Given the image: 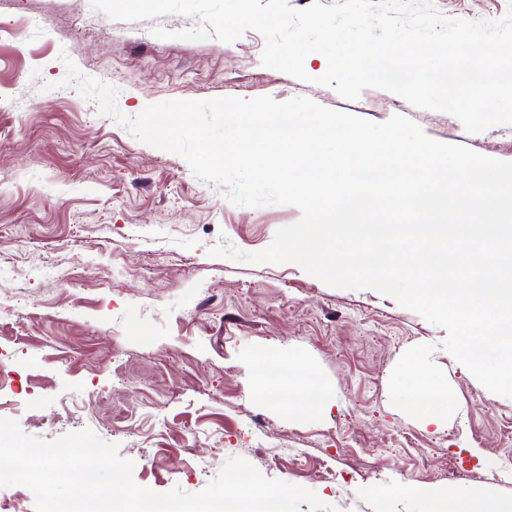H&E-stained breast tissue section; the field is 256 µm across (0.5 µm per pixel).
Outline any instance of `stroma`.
Masks as SVG:
<instances>
[{
    "label": "stroma",
    "instance_id": "obj_1",
    "mask_svg": "<svg viewBox=\"0 0 512 512\" xmlns=\"http://www.w3.org/2000/svg\"><path fill=\"white\" fill-rule=\"evenodd\" d=\"M452 19H498L512 0H435ZM39 16L29 33L26 21ZM197 18L119 22L90 0H0V417L54 440L91 429L157 492L197 493L241 457L315 492L337 512H428L471 489L512 512V398L448 354L445 328L371 289L333 288L299 266L212 256L255 253L299 208L236 206L178 155L140 142L77 85L112 74L129 116L171 100L296 97L374 123L401 115L431 138L512 162V125L470 134L453 115L376 88L355 99L264 67L254 31L192 42ZM171 31L168 39L155 29ZM418 357L448 379L465 421L425 423L392 377ZM327 389L292 413L289 360ZM326 465L336 478L316 476Z\"/></svg>",
    "mask_w": 512,
    "mask_h": 512
}]
</instances>
